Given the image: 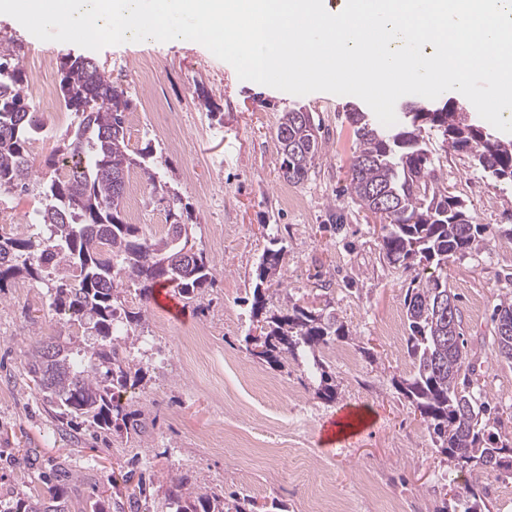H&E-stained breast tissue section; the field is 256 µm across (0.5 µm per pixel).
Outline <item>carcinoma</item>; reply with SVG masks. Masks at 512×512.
<instances>
[{
  "instance_id": "cac0c4a2",
  "label": "carcinoma",
  "mask_w": 512,
  "mask_h": 512,
  "mask_svg": "<svg viewBox=\"0 0 512 512\" xmlns=\"http://www.w3.org/2000/svg\"><path fill=\"white\" fill-rule=\"evenodd\" d=\"M0 187L27 192L39 187L35 220L50 227L36 240L0 234V289L17 278L40 279L50 269L52 309L85 336H45L36 333L28 351L27 373L58 420L80 419L102 431L141 433L145 425L119 402L115 389L124 387L140 369L128 349L139 339L122 329L146 321L143 305L127 304L128 289L149 301L153 288L168 284L186 300L202 298L211 282L214 261L192 243L191 227L183 220L181 198L157 180L147 165L149 152L130 153L125 112L129 101L105 70L89 58L63 63L61 96L79 124L65 133L53 150L51 172L39 174L31 161L42 126L26 103L25 78L18 53L0 60ZM358 145L349 170L350 195L358 205L379 216L381 250L388 262L419 259L440 269L448 258L489 245L498 234L512 238V228L478 224L465 200L440 184L430 168V150L422 127L441 133L447 149L469 154L495 181L512 183V141L494 138L450 107L426 112L419 123L405 116L394 130L375 125L368 114L351 112ZM275 137L282 155L284 180H308L323 152L311 113L284 112ZM138 168L151 193L167 204V233L159 238L140 233L122 217L126 185ZM391 197V207L379 209L377 196ZM283 248L271 242L255 274L253 312L261 318V333L249 338L252 354L269 364L306 356L309 373L319 377L317 395L336 400V385L316 352L348 336L336 312L298 303L290 294L267 315V286L278 277ZM410 330L409 357L413 373L398 390L419 411L433 442L454 468L467 472L474 486L485 475L512 472V438L490 430L482 416L490 404L476 396L474 355L467 350L455 295L448 280L430 276L407 289L404 299ZM493 344L498 355L512 362V292L501 295L493 311ZM186 475L169 479L167 501L173 512H256L255 501L217 489L188 486ZM98 500L93 512H124V503ZM14 512H70L66 483L46 482L45 494L16 501Z\"/></svg>"
}]
</instances>
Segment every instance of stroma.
Here are the masks:
<instances>
[{"label":"stroma","mask_w":512,"mask_h":512,"mask_svg":"<svg viewBox=\"0 0 512 512\" xmlns=\"http://www.w3.org/2000/svg\"><path fill=\"white\" fill-rule=\"evenodd\" d=\"M20 52L25 68L49 55L52 83L62 79L67 57H90L125 90L136 120L126 123L129 148L151 149L184 204L196 248L215 262L213 280L199 302L175 318L157 301L147 305L141 344L143 372L121 393L126 409L139 411L144 435H118L85 424L62 426L27 374L33 332L68 334L65 319L50 307L45 285L13 281L0 293V512L16 500L44 491V473L64 464L72 475L71 512H84L86 501L124 497V474L143 478L146 491L138 512H166L163 491L169 476L186 471L195 486L252 497L260 512H311L310 479L281 484L270 465L248 449L228 448L225 435L253 434L274 441L275 428L254 425L248 406L225 404L224 387L239 376L250 379L248 405H275L281 422L307 408L305 428L288 433L289 441L311 449L321 465L320 478L338 495L351 498L355 512H374L358 496V482L371 474L387 493L402 500L404 512H462L450 487L466 483L440 454L418 411L397 390L396 381L413 369L404 296L411 282L433 273L419 261L390 264L383 258L381 224L356 205L346 190L357 146L347 114L366 110L360 98L314 92L296 96L239 80L234 68L200 43L125 42L92 51L71 43L41 41L13 17L0 14V52ZM149 60L154 78L138 82L134 71ZM167 106L166 133L155 130L156 114L148 100ZM312 113L321 125L324 154L307 181L288 184L275 138L281 113ZM45 128L33 146L34 167L43 171L61 135L74 129L76 115L58 121L42 113ZM422 134L434 151V175L462 197L476 223L512 227V188H503L463 152H444L430 127ZM208 194H201V187ZM16 224H0V233L27 237L46 234L30 223L39 205L36 192L10 193L6 200ZM284 249L277 289L267 291L268 308H277L288 292L301 304L334 309L349 335L322 348L319 357L337 387L336 401L315 394L317 383L301 366L278 367L246 349L257 325L252 313L255 269L271 239ZM456 294L461 326L476 352L481 396L496 408L490 428L512 436V363L497 357L491 315L512 272V238L499 236L478 252L456 255L445 268ZM397 322V335L385 332ZM203 330L223 378L209 368L185 366L179 337L185 328ZM353 355L345 366L337 351ZM481 512H512V475L481 478Z\"/></svg>","instance_id":"obj_1"}]
</instances>
